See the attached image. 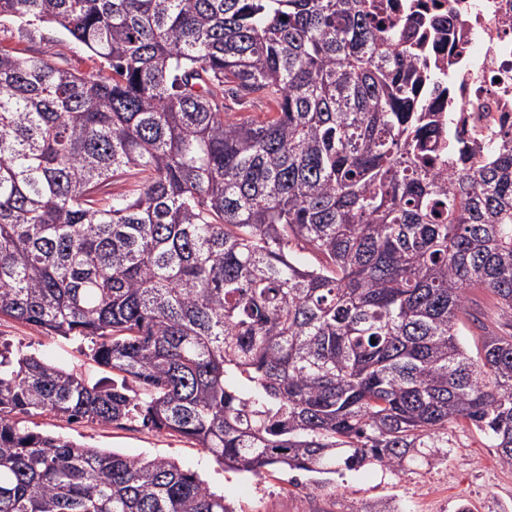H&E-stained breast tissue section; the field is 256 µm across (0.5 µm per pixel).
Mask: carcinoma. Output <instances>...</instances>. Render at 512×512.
I'll return each mask as SVG.
<instances>
[{
	"label": "carcinoma",
	"mask_w": 512,
	"mask_h": 512,
	"mask_svg": "<svg viewBox=\"0 0 512 512\" xmlns=\"http://www.w3.org/2000/svg\"><path fill=\"white\" fill-rule=\"evenodd\" d=\"M2 20L27 46L0 47V317L90 341L123 381L0 355V512H235L170 458L22 424L45 412L138 415L255 477L402 473L464 420L512 467V334L469 305L512 312V139L476 151L430 100L454 87L427 38L458 17L0 0ZM44 26L95 72L45 60ZM472 301L482 309L485 321L491 329L499 332H512V318L507 319L501 314L495 300L481 288H476L470 294Z\"/></svg>",
	"instance_id": "carcinoma-1"
}]
</instances>
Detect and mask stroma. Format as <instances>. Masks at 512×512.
<instances>
[{
  "label": "stroma",
  "mask_w": 512,
  "mask_h": 512,
  "mask_svg": "<svg viewBox=\"0 0 512 512\" xmlns=\"http://www.w3.org/2000/svg\"><path fill=\"white\" fill-rule=\"evenodd\" d=\"M37 46L54 64L68 63L89 72L87 51L61 31L47 28ZM32 353L89 379H115L98 365L88 346L50 337L36 327L0 318V353ZM26 426L64 440L132 458L164 456L196 473L236 512H366L389 503L399 512H512V468L503 466L486 437L467 424L448 433L447 454L411 466L402 473L364 467L321 478L298 471H274L257 478L224 470L191 440L157 431L132 418L109 426L43 413L26 418Z\"/></svg>",
  "instance_id": "stroma-1"
}]
</instances>
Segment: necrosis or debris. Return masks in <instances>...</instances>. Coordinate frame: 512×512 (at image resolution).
<instances>
[{
  "mask_svg": "<svg viewBox=\"0 0 512 512\" xmlns=\"http://www.w3.org/2000/svg\"><path fill=\"white\" fill-rule=\"evenodd\" d=\"M432 14L455 12L465 25L454 40L433 44L440 62L454 61L453 82L459 98L453 110L460 130L480 141L490 129L512 125V0H419Z\"/></svg>",
  "mask_w": 512,
  "mask_h": 512,
  "instance_id": "4bbe7bcc",
  "label": "necrosis or debris"
}]
</instances>
